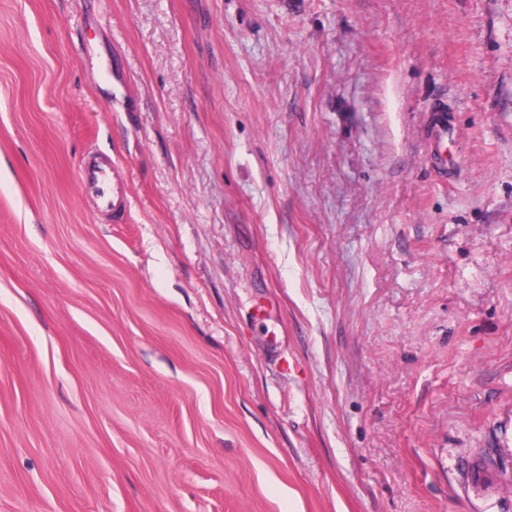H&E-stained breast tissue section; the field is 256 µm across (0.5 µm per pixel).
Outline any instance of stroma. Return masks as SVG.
<instances>
[{
    "instance_id": "1",
    "label": "stroma",
    "mask_w": 512,
    "mask_h": 512,
    "mask_svg": "<svg viewBox=\"0 0 512 512\" xmlns=\"http://www.w3.org/2000/svg\"><path fill=\"white\" fill-rule=\"evenodd\" d=\"M484 448L512 0H0V512H512ZM426 148L430 160L440 169L443 165V147L448 140V114L443 104L430 110ZM115 169V165L112 164V191L108 186L109 165L98 160L80 163L78 183L81 190L91 199L95 209L112 212V218L117 219L126 205L127 188L115 175Z\"/></svg>"
}]
</instances>
